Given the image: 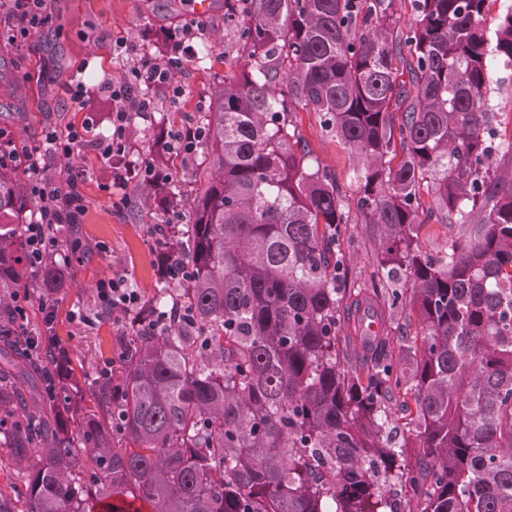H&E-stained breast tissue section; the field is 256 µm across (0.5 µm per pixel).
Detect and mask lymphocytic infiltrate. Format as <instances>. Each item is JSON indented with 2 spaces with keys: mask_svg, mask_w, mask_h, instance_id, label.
Here are the masks:
<instances>
[{
  "mask_svg": "<svg viewBox=\"0 0 512 512\" xmlns=\"http://www.w3.org/2000/svg\"><path fill=\"white\" fill-rule=\"evenodd\" d=\"M49 21L46 0H5L4 5L0 6V44L19 47L30 43ZM193 38L194 25L190 22L163 30L160 37L161 61L146 62L136 70L133 80L120 85L107 82L94 92L81 76H74L67 92L79 108H87L99 93L111 100L109 136L94 135L91 125L87 123L64 131L50 128L45 132L42 146L31 149L15 137L0 132V165L11 166L20 158L28 161L25 190L37 202L34 219L24 227L30 268L45 267L65 251L76 254L85 250L83 242L77 238L68 247H61L54 234L56 226L74 223L78 215L86 211V198L80 189L83 174L71 168L62 180H52L46 174L47 158H70L79 146L92 147L107 159L127 156L132 147L129 134L131 115L150 108L148 100L135 95L136 84L141 82L169 95L179 94L175 74L187 62L183 45Z\"/></svg>",
  "mask_w": 512,
  "mask_h": 512,
  "instance_id": "obj_1",
  "label": "lymphocytic infiltrate"
}]
</instances>
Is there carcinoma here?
Listing matches in <instances>:
<instances>
[{
    "mask_svg": "<svg viewBox=\"0 0 512 512\" xmlns=\"http://www.w3.org/2000/svg\"><path fill=\"white\" fill-rule=\"evenodd\" d=\"M409 2L401 27L396 0H224L236 56L197 123L206 165L185 230L155 237L192 276L147 313L182 315L133 320L87 401L69 379L47 396L54 353L13 326L27 161L0 167V447L26 473L23 507L0 492V512H400L397 485L409 512H512V142L488 105L512 6L491 33L489 0ZM301 109L359 158L356 196L295 135ZM424 186L464 227L441 257L418 244ZM351 224L378 237L358 288ZM404 306L421 337L397 348ZM401 395L416 418L398 441Z\"/></svg>",
    "mask_w": 512,
    "mask_h": 512,
    "instance_id": "obj_1",
    "label": "carcinoma"
}]
</instances>
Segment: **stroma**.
<instances>
[{
	"instance_id": "1",
	"label": "stroma",
	"mask_w": 512,
	"mask_h": 512,
	"mask_svg": "<svg viewBox=\"0 0 512 512\" xmlns=\"http://www.w3.org/2000/svg\"><path fill=\"white\" fill-rule=\"evenodd\" d=\"M213 2L212 11L198 18L185 0H48L51 22L35 35L31 46L0 48V128L14 132L30 147L42 144L48 127L62 130L88 119L98 132L109 133L110 103L100 98L92 112L77 111L66 92L67 84L78 72L92 88L110 80L131 79L143 61L158 58L153 34L171 25L170 11L176 7L182 21H198L196 42L206 47L208 58L203 63H189L178 74L179 96H154L150 111L134 115L135 147L130 162L136 167L143 165L151 159L158 135L187 124L201 104L212 103L215 85L230 71L224 53L230 50L235 34L224 25V0ZM490 108L497 115L502 142L512 141V73L494 70ZM293 121L311 157L334 169L346 193L355 194V157L321 129L316 113L296 112ZM201 160L197 152L174 157L171 165L182 224L188 221L197 189L193 173ZM70 163L86 173L82 189L87 211L82 224L61 227L58 237L63 243L81 239L88 250L71 257L68 286L54 294L51 302L56 310V334L68 351L79 384L84 385L117 361L115 339L128 327L127 319H115L101 307L96 282L122 277L136 288L143 305H150L165 280L154 257L148 226L168 223L170 217L160 207L146 210L136 177L126 178L113 194L104 193L100 173L105 161L88 148L79 150L72 161L52 162L48 177L62 179ZM345 249L351 258L353 280L368 279L377 251L372 228L351 225Z\"/></svg>"
}]
</instances>
